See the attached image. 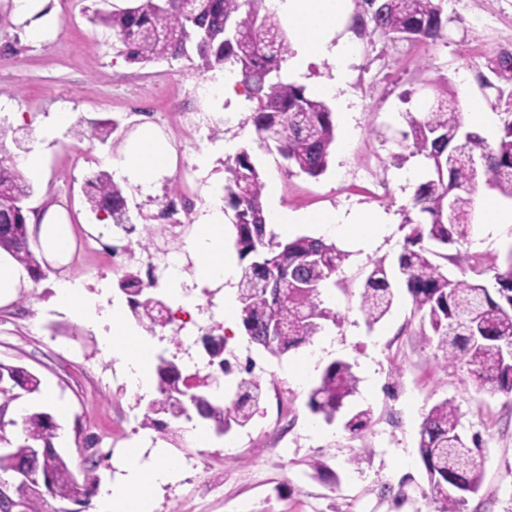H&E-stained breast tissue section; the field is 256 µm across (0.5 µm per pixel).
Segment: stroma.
<instances>
[{
	"label": "stroma",
	"instance_id": "obj_1",
	"mask_svg": "<svg viewBox=\"0 0 512 512\" xmlns=\"http://www.w3.org/2000/svg\"><path fill=\"white\" fill-rule=\"evenodd\" d=\"M117 0H57L58 38L36 44L11 16L10 0H0V118L16 129L14 156L44 146L45 171L32 179L26 205L40 210L50 202L68 211L77 237L94 238L100 222L85 203L84 180L102 170V157L118 154L135 133L133 101L144 100L157 114L158 129L174 145L178 175L162 176L149 189L125 184L133 223L146 224L163 198L183 189L196 212L224 202L223 144L248 148L262 180L277 179L280 201L293 211L332 209L344 215L383 214L369 239L335 236L347 258L322 292L336 313L310 344L276 359L248 342L239 324L225 321L211 305L239 361L253 360L267 395L250 424L200 442L180 422L176 441L151 440L138 432L139 393L102 341L99 328L59 310L53 285L64 276L93 288L104 303L121 297L115 279L98 280L99 258L74 249L65 265H51L45 277L20 298L0 307V361L37 373L43 382L40 403L70 415L55 447L75 472L87 468L83 440L102 438L104 457L96 469L101 483H117L128 467V451L145 460L168 458L181 467L167 483L148 492V512H438L417 452L418 429L430 408L452 401L466 435L485 446L484 480L465 512H512V394L477 389L466 370L448 366L407 293L394 300L386 318L368 326L360 294L376 263L393 265L403 243V214L427 174L422 157L401 141L407 113L431 106L436 89L459 98L483 97L496 118L512 110V75H494L499 56L512 54V0H441L447 18L445 39L430 43L394 39L344 25L351 44L348 93L350 113L334 111L336 140L326 172L311 178L285 175L283 161L268 151L249 119L250 111L229 99H207L200 88L221 69H198L181 57L147 65L126 61L110 29L93 24V10L111 9ZM490 86H482V79ZM74 113L83 124L119 121L107 142L77 137L50 124L54 112ZM208 153V168L195 159ZM473 218L467 250L485 267H503L512 252V225L496 237ZM315 357L313 373L298 381L290 372L301 356ZM349 360L359 379L353 398L370 409L369 425L350 434L342 421L326 423L308 409L307 395L333 360ZM399 390L394 403L390 390ZM203 456L209 475L186 466Z\"/></svg>",
	"mask_w": 512,
	"mask_h": 512
}]
</instances>
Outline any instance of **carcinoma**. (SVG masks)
<instances>
[{
	"instance_id": "1",
	"label": "carcinoma",
	"mask_w": 512,
	"mask_h": 512,
	"mask_svg": "<svg viewBox=\"0 0 512 512\" xmlns=\"http://www.w3.org/2000/svg\"><path fill=\"white\" fill-rule=\"evenodd\" d=\"M264 0H133L125 8L97 11L94 20L112 30L121 54L132 63L147 64L176 59L186 54L187 44L196 47L206 70L234 67L248 99L254 103L251 121L262 142L273 143L287 175L317 177L325 172L330 147L335 140L333 112L325 101L313 97L295 83L273 81L290 44L275 13L260 14ZM365 15L357 14L352 27L374 29L394 38L436 41L445 37L440 0H364ZM409 130L402 140L412 153L424 157L430 177L416 188L405 216L406 229L397 263L389 270L374 266L365 280L360 310L375 324L390 310L394 291L406 289L414 311L429 324L437 338L444 364L460 365L479 388L491 393H512V252L506 267L494 271L495 287L489 289L487 270L459 247L471 232L474 197L479 184L512 199V113H505L497 143L489 145L465 129L455 99L439 94L435 105L417 118H408ZM11 128L0 125V250L9 253L34 278L44 276L31 248L24 200L29 196L8 154ZM224 199L233 211L235 246L248 260L238 283L240 322L251 341L273 356H281L308 342L322 322L336 314L322 306L320 290L336 275L347 254L321 237L281 239L265 221V184L247 150L224 163ZM85 194L92 212L114 224L129 223V208L123 187L101 171L86 180ZM159 233L145 227L138 243L149 260H160L165 250L156 246ZM452 247L456 253L440 254L431 246ZM451 260L462 277L448 276L436 257ZM129 297V309L148 331L173 324L168 305L153 289L139 287L135 273L118 281ZM207 365L213 372L200 377L183 374L177 355L156 358L158 396L142 414L139 427L166 433L168 424L159 419L193 421L199 417L217 435L246 427L260 409L265 389L253 375V365H240L228 347L229 337L206 333L200 337ZM247 374L236 382L233 396L219 398L207 388L218 376L234 369ZM358 379L352 365L338 359L323 371L320 382L308 394L312 413L328 422L336 419L354 395ZM42 379L14 364L0 362V472L14 473L25 467L28 480L14 492L13 512H68L49 510L47 498L85 506L99 484L93 459L77 476L68 459L54 448L58 426L53 416L34 405L22 417L15 433L14 419L6 418L9 407L21 400H36ZM371 411L350 410L344 428L352 434L365 429ZM418 452L439 512H464L468 499L479 493L483 471L479 457L482 440L470 438L460 428L453 402L435 404L420 424Z\"/></svg>"
}]
</instances>
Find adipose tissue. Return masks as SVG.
<instances>
[{
    "label": "adipose tissue",
    "instance_id": "ef3b65f1",
    "mask_svg": "<svg viewBox=\"0 0 512 512\" xmlns=\"http://www.w3.org/2000/svg\"><path fill=\"white\" fill-rule=\"evenodd\" d=\"M274 8L286 19L297 42V54L288 65L292 74L305 71L310 62L327 61L332 67V82L318 86V93L334 97L340 109H347L350 98L345 92L348 58L351 48L338 34L351 10V0H272ZM16 22L25 24L31 40L49 43L60 31L58 10L51 0H12ZM176 149L156 129H143L128 143L120 158L103 156L105 166L117 170L130 183L147 188L161 175L175 171ZM266 221L282 234L295 225L317 224L336 227L349 237L367 238L370 225L380 223L376 214L345 217L330 210L292 211L281 204L276 183L267 186ZM36 225L37 236L48 259L66 263L75 245V232L69 215L58 204L49 205L39 216H28ZM196 254L195 278L202 285L231 281L236 272L235 257L224 247V219L213 212L200 218L189 241ZM56 305L72 315L97 321L104 328L103 342L129 375L133 389L152 390V365L156 344L125 318L116 305L98 315L96 299L78 282L62 279L55 285ZM173 463L152 465L133 461L121 484L102 490L100 512H144L142 491L167 482L173 475Z\"/></svg>",
    "mask_w": 512,
    "mask_h": 512
}]
</instances>
